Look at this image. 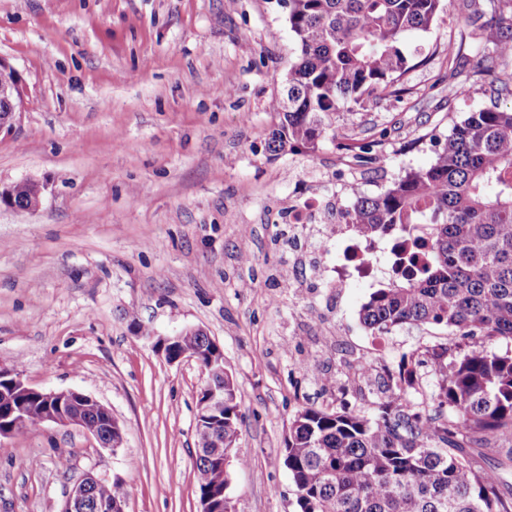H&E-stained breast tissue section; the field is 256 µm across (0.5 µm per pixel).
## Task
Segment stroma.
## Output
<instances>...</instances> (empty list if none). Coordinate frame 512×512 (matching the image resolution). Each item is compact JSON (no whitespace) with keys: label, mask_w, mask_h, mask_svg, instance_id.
Instances as JSON below:
<instances>
[{"label":"stroma","mask_w":512,"mask_h":512,"mask_svg":"<svg viewBox=\"0 0 512 512\" xmlns=\"http://www.w3.org/2000/svg\"><path fill=\"white\" fill-rule=\"evenodd\" d=\"M500 5L442 0L407 41L424 64L404 93L341 112L317 156L273 158L268 103L296 58L282 0H0V58L23 87L0 135V188L44 187L37 211L0 206V367L94 397L123 432L115 453L73 426L1 440L0 512H61L88 473L125 483L126 512H200L205 377L155 346L187 327L220 344L235 381L247 459L230 469L235 512H294L284 460L297 412L368 408L376 396L352 358L394 376L413 351L455 338L432 326L371 335L358 317L370 288L298 268L311 242L289 240L278 218L304 189L331 210L377 194L427 165L463 113L512 103L480 74L483 48L463 27L471 9ZM452 40L465 43L454 64Z\"/></svg>","instance_id":"35a3bbf8"}]
</instances>
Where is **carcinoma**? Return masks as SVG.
<instances>
[{
    "label": "carcinoma",
    "instance_id": "1",
    "mask_svg": "<svg viewBox=\"0 0 512 512\" xmlns=\"http://www.w3.org/2000/svg\"><path fill=\"white\" fill-rule=\"evenodd\" d=\"M441 0H284L296 61L269 108L280 124L265 143L276 157L316 154L346 108L401 91L421 62L408 37L436 22ZM465 25L492 47L483 71L512 96V0ZM507 78H502V75ZM363 238L391 232L406 242L426 228L429 251L417 267L411 249L401 275L373 291L359 309L361 324L385 334L411 324L443 326L464 340L434 346L399 369L374 412L305 408L291 422L287 464L296 512H512V447L486 468L466 452L512 441V351L488 344L512 340V105L467 113L431 162L384 191L357 198L342 212ZM24 406L21 431L40 423L43 401L13 395L0 382V416ZM82 427L102 429L95 405ZM239 405L232 374H224V447L237 443ZM210 424L195 425V446L215 451ZM196 468L209 482L199 495L228 497L230 472L202 454ZM93 503L126 498L121 481L90 488Z\"/></svg>",
    "mask_w": 512,
    "mask_h": 512
}]
</instances>
